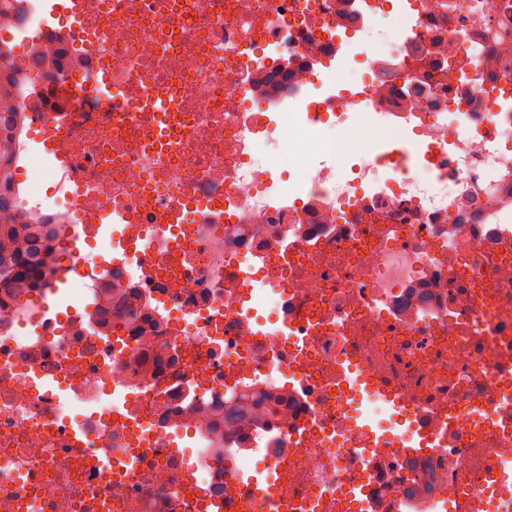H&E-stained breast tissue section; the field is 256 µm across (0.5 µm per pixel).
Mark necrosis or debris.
Listing matches in <instances>:
<instances>
[{"label":"necrosis or debris","instance_id":"necrosis-or-debris-1","mask_svg":"<svg viewBox=\"0 0 512 512\" xmlns=\"http://www.w3.org/2000/svg\"><path fill=\"white\" fill-rule=\"evenodd\" d=\"M374 2L0 5L27 39L0 72L55 74L15 106L34 176L5 191L74 246L55 306L0 290V512H242L233 470L281 461L266 512H489L512 469V0ZM340 135L362 148L341 168Z\"/></svg>","mask_w":512,"mask_h":512}]
</instances>
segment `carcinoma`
<instances>
[{"label": "carcinoma", "instance_id": "1", "mask_svg": "<svg viewBox=\"0 0 512 512\" xmlns=\"http://www.w3.org/2000/svg\"><path fill=\"white\" fill-rule=\"evenodd\" d=\"M11 118L0 112V166L14 157ZM54 233L49 224L0 223V289L39 288L45 267L53 258L42 253L41 242Z\"/></svg>", "mask_w": 512, "mask_h": 512}]
</instances>
